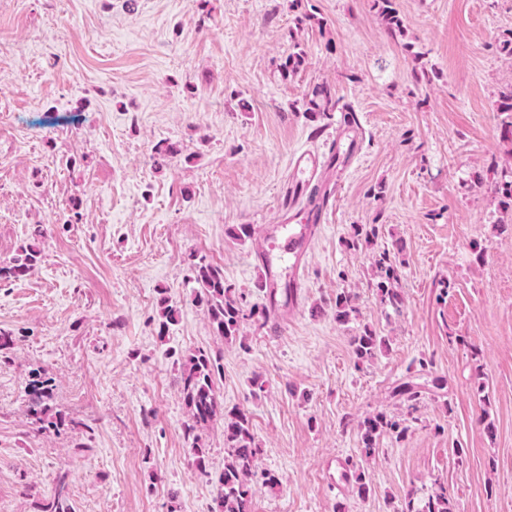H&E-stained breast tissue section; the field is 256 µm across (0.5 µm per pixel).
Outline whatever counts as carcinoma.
I'll use <instances>...</instances> for the list:
<instances>
[{"instance_id":"obj_1","label":"carcinoma","mask_w":512,"mask_h":512,"mask_svg":"<svg viewBox=\"0 0 512 512\" xmlns=\"http://www.w3.org/2000/svg\"><path fill=\"white\" fill-rule=\"evenodd\" d=\"M379 14L390 35L403 32V23L392 0H375ZM340 99L330 86L321 84L314 87L306 96L305 111L316 116L329 118L336 110L345 111L347 105H339ZM494 195L501 198L502 205L512 210V181L496 183L489 187ZM402 246L385 248L374 256L375 268L380 272V281L376 287L382 299L398 307L403 303V295L396 288L401 275L397 254ZM38 251L29 249L24 257L16 258L12 263L0 266V281L18 279L29 274L37 262ZM193 280L196 285V301L210 321L214 335L228 340L238 332L244 316L242 296L232 285L224 281V271L205 259L200 258L192 264ZM357 311L355 297L347 291L336 293L334 316L338 322L349 321ZM352 352L357 360L369 361L383 348L387 347L386 338L376 330L366 327L358 335L351 337ZM220 365L204 350L188 354L182 363L180 389L189 419L184 423L185 437L192 440V467L194 472L213 484L216 512H254L252 508L251 486L262 482L267 486L277 484V478L270 472L260 471L256 466L257 447L251 432L249 418L244 412L226 414L222 410L217 395V375ZM53 388L51 380L36 375L28 387L27 412L32 424L42 430L59 428L65 425V416L53 411L49 404ZM224 423V445L227 455L224 457V470L217 478H212L207 469V449L199 443L196 431L216 421ZM357 434L365 457L373 456L379 441L384 436L402 438L409 430L404 420H396L384 413L365 416L357 423ZM448 496L445 488L429 496L427 501L414 504L412 494H407L405 507L393 512H448ZM43 512H72V505L65 492L64 481L46 505Z\"/></svg>"}]
</instances>
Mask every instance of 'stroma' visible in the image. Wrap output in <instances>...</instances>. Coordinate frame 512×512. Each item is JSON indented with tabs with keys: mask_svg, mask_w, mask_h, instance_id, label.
Returning <instances> with one entry per match:
<instances>
[{
	"mask_svg": "<svg viewBox=\"0 0 512 512\" xmlns=\"http://www.w3.org/2000/svg\"><path fill=\"white\" fill-rule=\"evenodd\" d=\"M393 6L396 38L374 0H0V265L40 250L0 283V512H40L61 477L73 512H214L183 436L180 363L198 349L220 354L221 405L248 413L258 467L279 478L254 485L255 512H390L441 485L451 512H512V212L474 187L512 180V60L494 50L512 0ZM297 44L306 63L285 73ZM324 83L358 127L322 172L300 305L278 332L245 318L218 339L191 263L263 305L254 258L290 156L325 151L341 121L304 110ZM161 142L179 155L159 159ZM242 224L252 236L230 237ZM358 225L378 236L347 247ZM397 241L395 309L372 256ZM343 289L348 323L313 315ZM367 325L389 348L360 362L350 338ZM37 372L73 425L31 423ZM377 412L409 431L365 462L352 423ZM346 466L368 493L327 488ZM25 252L26 253L23 258L17 257L9 265L0 266V281L18 279L26 276L32 271L35 263L37 262V255L39 253L37 250L32 248L29 249V252H27V250H25Z\"/></svg>",
	"mask_w": 512,
	"mask_h": 512,
	"instance_id": "stroma-1",
	"label": "stroma"
}]
</instances>
